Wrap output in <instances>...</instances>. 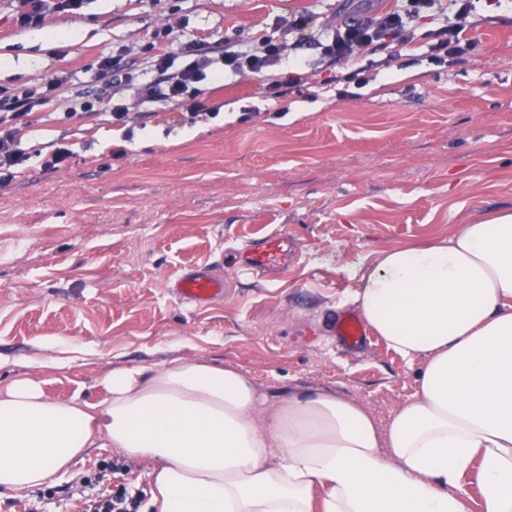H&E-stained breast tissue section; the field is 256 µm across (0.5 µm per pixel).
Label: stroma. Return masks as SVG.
I'll list each match as a JSON object with an SVG mask.
<instances>
[{
    "label": "stroma",
    "mask_w": 512,
    "mask_h": 512,
    "mask_svg": "<svg viewBox=\"0 0 512 512\" xmlns=\"http://www.w3.org/2000/svg\"><path fill=\"white\" fill-rule=\"evenodd\" d=\"M341 0H85L53 12L46 46L15 24L0 0V88L42 89L64 77L35 114L22 145L72 143L56 172L32 165L0 185V382L46 375L50 398L100 395L117 366L196 356L248 373L268 400L283 393L351 396L387 423L415 391V370L373 335L346 349L332 327L380 251L448 236L455 225L512 210V0H474L481 43L461 67H372L354 97H288L273 112L259 77L213 82L221 114L175 121L172 104H139L130 132L103 116L68 119L87 91L105 86L100 56L152 41L179 23L208 41H248L299 13L315 20L295 50L323 82L341 66L318 49L344 19ZM122 158H113L114 150ZM288 237L287 267L252 275L231 268L230 248L273 232ZM224 277V296L181 303L172 281L197 265ZM119 469L107 473L108 463ZM134 462L91 449L68 476L0 512H78L75 482L104 473L96 491L149 488Z\"/></svg>",
    "instance_id": "stroma-1"
}]
</instances>
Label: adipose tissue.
I'll return each instance as SVG.
<instances>
[{"instance_id": "1", "label": "adipose tissue", "mask_w": 512, "mask_h": 512, "mask_svg": "<svg viewBox=\"0 0 512 512\" xmlns=\"http://www.w3.org/2000/svg\"><path fill=\"white\" fill-rule=\"evenodd\" d=\"M367 327L418 362L388 424L360 401L267 404L240 368L179 356L116 367L104 397L0 386V493L57 482L90 449L145 465L150 512H512V210L384 250L351 294Z\"/></svg>"}]
</instances>
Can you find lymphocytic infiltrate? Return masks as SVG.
Wrapping results in <instances>:
<instances>
[{
    "instance_id": "obj_1",
    "label": "lymphocytic infiltrate",
    "mask_w": 512,
    "mask_h": 512,
    "mask_svg": "<svg viewBox=\"0 0 512 512\" xmlns=\"http://www.w3.org/2000/svg\"><path fill=\"white\" fill-rule=\"evenodd\" d=\"M454 20L433 16L432 26L418 31L417 20L432 8L434 0H398L396 6L385 12H370L360 8L335 25L331 36L321 45V55L331 62H347L346 71L336 75L338 97L345 98L351 88H362L367 82L365 67L358 58L379 56L383 66H390L400 56L402 47H420L421 60L437 70H447L467 64L479 41L471 33L468 17L471 0H455ZM309 23L308 16L297 15L285 20L278 34H263L249 42L221 39L207 42L195 36H186L173 51H160L159 43L175 40L174 28H158L152 42L140 51L148 64L142 80H135L132 72L121 71L115 57L98 60L99 74L118 75L121 83L135 84L140 102L162 98L175 106L186 108L189 121L214 119L219 106L203 100L202 84L223 79L225 75L252 74L263 79L268 100L285 106L290 92L305 85L302 76L285 80L272 75L273 67L289 58L294 45L290 35L300 33ZM57 80H50L42 92L22 90L15 93L0 91V183L13 179L16 170L25 168L31 160L30 152L21 146V134L31 125L35 111L46 108L52 101ZM83 497V512H141L143 496L125 488L89 496L84 486H77Z\"/></svg>"
}]
</instances>
